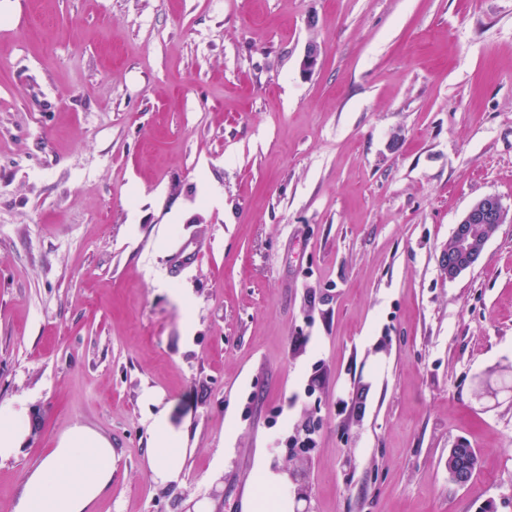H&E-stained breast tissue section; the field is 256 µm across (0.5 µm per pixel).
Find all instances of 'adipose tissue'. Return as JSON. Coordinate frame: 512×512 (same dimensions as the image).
I'll use <instances>...</instances> for the list:
<instances>
[{
	"instance_id": "obj_1",
	"label": "adipose tissue",
	"mask_w": 512,
	"mask_h": 512,
	"mask_svg": "<svg viewBox=\"0 0 512 512\" xmlns=\"http://www.w3.org/2000/svg\"><path fill=\"white\" fill-rule=\"evenodd\" d=\"M28 432L25 403L0 405V461L19 455ZM149 433L156 445L153 479L161 485L180 482L186 450L180 433L165 415L155 416ZM112 444L89 427L77 425L60 436L51 454L25 480L14 512H92L112 490ZM251 512H288V477L260 471Z\"/></svg>"
}]
</instances>
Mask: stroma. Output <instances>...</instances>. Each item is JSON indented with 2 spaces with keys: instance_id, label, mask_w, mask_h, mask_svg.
Wrapping results in <instances>:
<instances>
[{
  "instance_id": "35a3bbf8",
  "label": "stroma",
  "mask_w": 512,
  "mask_h": 512,
  "mask_svg": "<svg viewBox=\"0 0 512 512\" xmlns=\"http://www.w3.org/2000/svg\"><path fill=\"white\" fill-rule=\"evenodd\" d=\"M487 194L512 0H0V512L77 424L112 443L94 512H250L263 469L292 512H512V223L439 266ZM28 432L25 402L0 405V461L16 458ZM148 430L157 447L152 464L153 480L161 485L179 483L186 459L181 434L170 428L162 412L152 419Z\"/></svg>"
}]
</instances>
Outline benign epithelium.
Segmentation results:
<instances>
[{
  "label": "benign epithelium",
  "instance_id": "1",
  "mask_svg": "<svg viewBox=\"0 0 512 512\" xmlns=\"http://www.w3.org/2000/svg\"><path fill=\"white\" fill-rule=\"evenodd\" d=\"M320 46L317 41L308 42L300 60V73L308 76L319 65ZM508 220V211L495 195H486L475 201L456 224L453 233L454 248L449 254H441L445 275L454 279L473 268L482 258L486 244L499 227ZM475 462L468 458H456L451 479L459 484L469 481Z\"/></svg>",
  "mask_w": 512,
  "mask_h": 512
}]
</instances>
